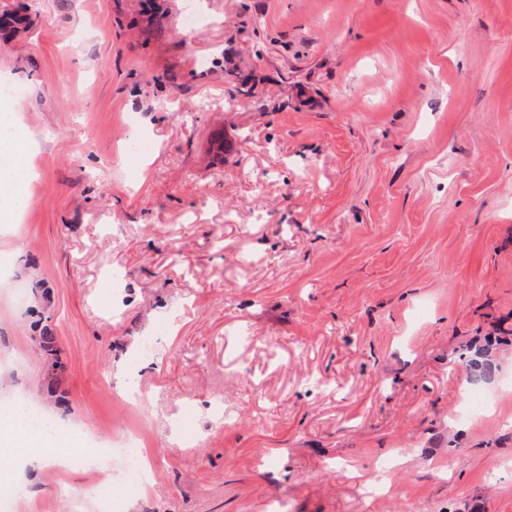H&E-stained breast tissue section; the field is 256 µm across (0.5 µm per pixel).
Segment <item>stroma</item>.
<instances>
[{
  "mask_svg": "<svg viewBox=\"0 0 512 512\" xmlns=\"http://www.w3.org/2000/svg\"><path fill=\"white\" fill-rule=\"evenodd\" d=\"M0 82L35 172L0 399L147 428L118 512H512V0H0Z\"/></svg>",
  "mask_w": 512,
  "mask_h": 512,
  "instance_id": "1",
  "label": "stroma"
}]
</instances>
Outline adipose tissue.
Here are the masks:
<instances>
[{
    "instance_id": "obj_1",
    "label": "adipose tissue",
    "mask_w": 512,
    "mask_h": 512,
    "mask_svg": "<svg viewBox=\"0 0 512 512\" xmlns=\"http://www.w3.org/2000/svg\"><path fill=\"white\" fill-rule=\"evenodd\" d=\"M32 175L28 141L17 127L13 110L0 104V222L12 223L17 213L31 202ZM26 452L37 449L41 461L66 469L75 458H83L92 470H99L95 449L78 433H63L26 408H0V445Z\"/></svg>"
}]
</instances>
